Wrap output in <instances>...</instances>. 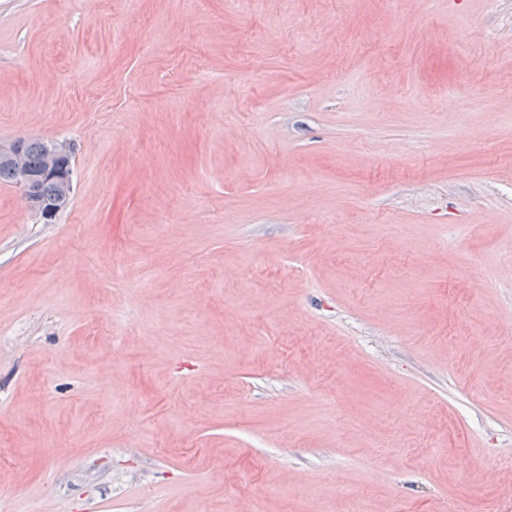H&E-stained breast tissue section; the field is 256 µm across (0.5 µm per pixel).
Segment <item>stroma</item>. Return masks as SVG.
I'll use <instances>...</instances> for the list:
<instances>
[{"mask_svg": "<svg viewBox=\"0 0 512 512\" xmlns=\"http://www.w3.org/2000/svg\"><path fill=\"white\" fill-rule=\"evenodd\" d=\"M19 136L0 512H512V0H0ZM53 161L54 159L46 151L45 142L29 140L22 156L12 166L0 165V182L4 181L17 185L20 170L35 171ZM26 171L21 172L18 187L21 189L29 209L42 216V218H48V211L45 210L47 206H44L36 187L42 181H62L72 189L71 163L69 160L60 161L58 164L51 163L37 174Z\"/></svg>", "mask_w": 512, "mask_h": 512, "instance_id": "1", "label": "stroma"}]
</instances>
